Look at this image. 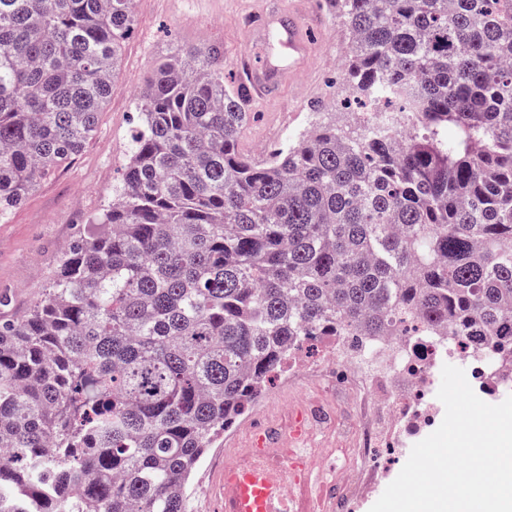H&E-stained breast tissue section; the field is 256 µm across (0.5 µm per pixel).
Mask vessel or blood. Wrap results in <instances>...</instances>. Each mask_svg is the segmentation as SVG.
Listing matches in <instances>:
<instances>
[{"label": "vessel or blood", "mask_w": 512, "mask_h": 512, "mask_svg": "<svg viewBox=\"0 0 512 512\" xmlns=\"http://www.w3.org/2000/svg\"><path fill=\"white\" fill-rule=\"evenodd\" d=\"M324 16L313 13L307 17L291 15L288 23H281L278 14H268L253 29V42L261 47L259 59L249 60L242 67V81L250 99L263 100L276 95L280 85L293 72L281 65L264 48L269 38L288 48L294 62L306 59L313 51L314 32L322 30ZM268 445L265 425H251L245 448L252 454L248 464L225 463L219 483L223 512H299L294 498L288 497V488L304 484L294 462L287 461L269 467L261 453Z\"/></svg>", "instance_id": "1"}]
</instances>
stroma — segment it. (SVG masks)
Masks as SVG:
<instances>
[{"instance_id":"obj_1","label":"stroma","mask_w":512,"mask_h":512,"mask_svg":"<svg viewBox=\"0 0 512 512\" xmlns=\"http://www.w3.org/2000/svg\"><path fill=\"white\" fill-rule=\"evenodd\" d=\"M324 12L326 28L312 55L298 63L276 98L251 104L252 119L238 138L240 152L261 156L298 136L313 118L334 120L344 97L341 81L348 39L327 0H138L137 22L123 45L111 96L97 132L70 165L41 180L25 201L0 219V318L19 317L51 277L67 244L86 234L88 221L111 202L130 151L137 121L135 94L155 64L181 48H224V78L237 85L241 58L256 48L248 29L272 4ZM311 390L293 391L278 378L208 449L190 480L187 512H215L226 451L242 447L254 420L276 424L287 419L295 401Z\"/></svg>"}]
</instances>
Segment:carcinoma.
<instances>
[{"label": "carcinoma", "mask_w": 512, "mask_h": 512, "mask_svg": "<svg viewBox=\"0 0 512 512\" xmlns=\"http://www.w3.org/2000/svg\"><path fill=\"white\" fill-rule=\"evenodd\" d=\"M328 4L396 114L255 160L223 47L155 65L115 198L0 322V512H186L300 342L512 337V0ZM136 7L0 0V218L95 135Z\"/></svg>", "instance_id": "cac0c4a2"}]
</instances>
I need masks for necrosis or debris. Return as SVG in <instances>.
Segmentation results:
<instances>
[{"label": "necrosis or debris", "instance_id": "1", "mask_svg": "<svg viewBox=\"0 0 512 512\" xmlns=\"http://www.w3.org/2000/svg\"><path fill=\"white\" fill-rule=\"evenodd\" d=\"M344 336L322 337L321 355L308 359L302 351L289 355L283 369L289 380L313 381L332 366L343 369L348 384L346 405L360 421L352 439L358 450L350 460L356 482L331 479L326 488V512H355L365 487L386 479L385 471L369 467L376 449L399 447L405 437L432 428L438 411L432 403L436 369L461 363L471 386L512 389V367L499 369L485 357L486 343L461 346L453 336H388L369 343L365 352L347 350Z\"/></svg>", "mask_w": 512, "mask_h": 512}]
</instances>
